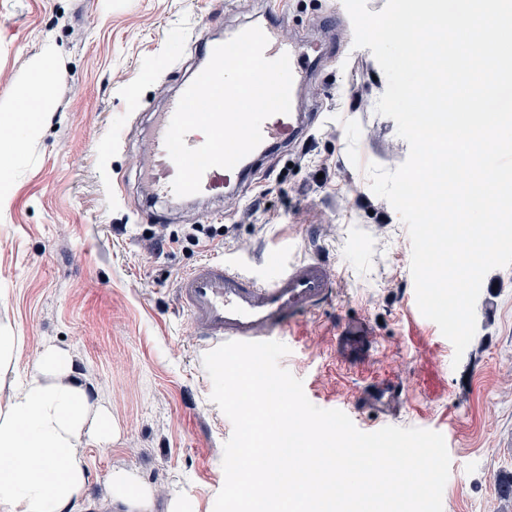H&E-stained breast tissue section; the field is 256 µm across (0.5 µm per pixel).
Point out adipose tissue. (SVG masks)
<instances>
[{"label":"adipose tissue","mask_w":512,"mask_h":512,"mask_svg":"<svg viewBox=\"0 0 512 512\" xmlns=\"http://www.w3.org/2000/svg\"><path fill=\"white\" fill-rule=\"evenodd\" d=\"M54 52L53 44L44 46L30 63L16 111L0 114V147L22 151L19 123H33L49 109L59 78L50 64ZM86 436L111 439V420L70 379L66 354L45 347L35 372L14 381L0 401V454L11 461L9 469L0 470V512H70L87 481L79 447ZM108 502L115 512H153L155 491L135 472L118 469L108 476Z\"/></svg>","instance_id":"1"}]
</instances>
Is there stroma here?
Masks as SVG:
<instances>
[{
  "label": "stroma",
  "instance_id": "stroma-1",
  "mask_svg": "<svg viewBox=\"0 0 512 512\" xmlns=\"http://www.w3.org/2000/svg\"><path fill=\"white\" fill-rule=\"evenodd\" d=\"M268 18L323 53L298 98L300 111L321 114L307 133L309 154L296 143L270 151L218 200H152L139 173L143 143L153 112L200 62L195 31L213 38ZM350 22L342 0H0V111L45 42L60 76L41 134L21 132L22 152L0 151L9 176L0 327L20 338L17 376L33 372L45 346L57 347L116 431L108 443L82 441L88 480L73 512H106L105 482L119 468L156 488L155 512H166L174 491L187 512H213L233 426L210 399L176 284L205 259L241 256L257 267L287 244L293 259L323 260L337 275L333 299L282 338L290 352L280 364L302 380L308 400L346 407L363 432L385 424L454 430L443 512H512V498L498 490L499 477L512 474V267L486 275L476 334L453 364L452 343L416 314L408 230L362 170H395L409 147L375 110L386 79L370 49L354 47ZM347 120L361 126L356 165ZM114 133L121 144L102 154ZM259 196L265 209L240 223ZM151 224H214L224 245L152 253L143 237ZM352 320L366 324V335L346 338ZM385 377L404 388L400 411L386 421L355 407Z\"/></svg>",
  "mask_w": 512,
  "mask_h": 512
}]
</instances>
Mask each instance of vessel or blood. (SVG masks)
<instances>
[{"instance_id":"1","label":"vessel or blood","mask_w":512,"mask_h":512,"mask_svg":"<svg viewBox=\"0 0 512 512\" xmlns=\"http://www.w3.org/2000/svg\"><path fill=\"white\" fill-rule=\"evenodd\" d=\"M268 38L264 55L274 59L288 55L294 84H301L311 60L310 46L287 37L273 22L262 24ZM179 94L168 96L153 117L147 143L148 159L143 166L149 192L167 202L175 201L172 181L176 167L167 154L164 138L176 110ZM319 119L317 113L291 108L262 124V142L233 169L212 168L201 181L200 198L220 199L227 195L232 179L250 169L273 146L299 140L305 129ZM336 273L321 260L282 261L272 256L268 270L259 274L243 269L225 258L208 259L189 269L176 286L177 299L189 317L202 346L217 347L228 341L280 340L288 323L315 311L334 294ZM403 389L387 382L361 395L363 406L380 415H391L402 405Z\"/></svg>"}]
</instances>
